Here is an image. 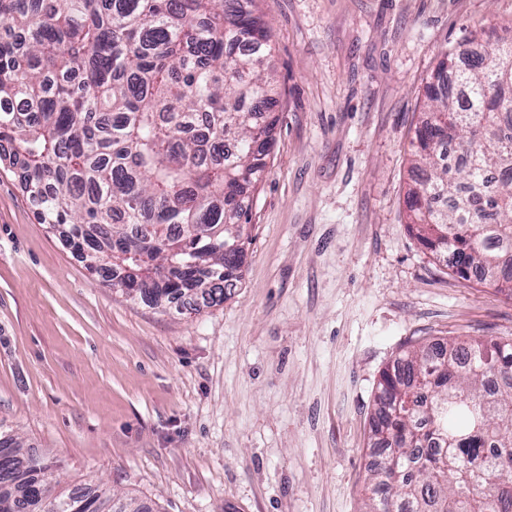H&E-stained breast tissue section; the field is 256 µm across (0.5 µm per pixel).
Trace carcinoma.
Segmentation results:
<instances>
[{
    "instance_id": "obj_1",
    "label": "carcinoma",
    "mask_w": 512,
    "mask_h": 512,
    "mask_svg": "<svg viewBox=\"0 0 512 512\" xmlns=\"http://www.w3.org/2000/svg\"><path fill=\"white\" fill-rule=\"evenodd\" d=\"M0 143L43 224L148 303L224 302L239 278L277 86L254 0H0ZM444 50L412 142L408 231L466 281L512 297V26ZM465 154L448 178L438 148ZM367 512H512V336L419 343L381 374ZM0 433V512H155Z\"/></svg>"
}]
</instances>
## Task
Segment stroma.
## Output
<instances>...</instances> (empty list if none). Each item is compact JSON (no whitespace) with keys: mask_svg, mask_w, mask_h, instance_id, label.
<instances>
[{"mask_svg":"<svg viewBox=\"0 0 512 512\" xmlns=\"http://www.w3.org/2000/svg\"><path fill=\"white\" fill-rule=\"evenodd\" d=\"M279 96L224 303L102 281L0 161V431L157 512H365L381 372L417 339L512 336V298L407 229L439 54L512 0H257Z\"/></svg>","mask_w":512,"mask_h":512,"instance_id":"obj_1","label":"stroma"}]
</instances>
